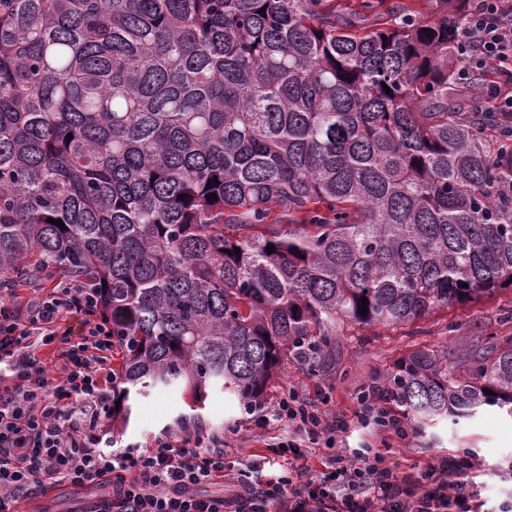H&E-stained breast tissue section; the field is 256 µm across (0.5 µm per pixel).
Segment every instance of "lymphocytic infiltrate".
Masks as SVG:
<instances>
[{
    "instance_id": "lymphocytic-infiltrate-1",
    "label": "lymphocytic infiltrate",
    "mask_w": 512,
    "mask_h": 512,
    "mask_svg": "<svg viewBox=\"0 0 512 512\" xmlns=\"http://www.w3.org/2000/svg\"><path fill=\"white\" fill-rule=\"evenodd\" d=\"M464 20L461 84L512 112V0H465ZM72 315L83 318L79 339L49 368L35 351ZM113 346L94 288L61 279L24 307L0 295V512L59 486L96 491L91 508L75 512H490L472 453L400 470L380 453L338 447L347 423L292 392L246 416L259 430L282 421L292 429L269 445L285 462L274 474L259 460L230 459L232 437L189 421L152 447L123 444L110 426ZM358 403L362 426L408 438L405 415L380 386ZM206 483L223 484V495L199 494Z\"/></svg>"
}]
</instances>
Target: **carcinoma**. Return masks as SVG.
Listing matches in <instances>:
<instances>
[{"instance_id":"obj_1","label":"carcinoma","mask_w":512,"mask_h":512,"mask_svg":"<svg viewBox=\"0 0 512 512\" xmlns=\"http://www.w3.org/2000/svg\"><path fill=\"white\" fill-rule=\"evenodd\" d=\"M424 2L358 30L385 0H0V288L98 290L112 420L156 387L244 411L346 324L512 291V124L448 103L464 0ZM381 386L421 423L512 417V334Z\"/></svg>"}]
</instances>
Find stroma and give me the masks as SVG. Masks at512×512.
<instances>
[{
    "mask_svg": "<svg viewBox=\"0 0 512 512\" xmlns=\"http://www.w3.org/2000/svg\"><path fill=\"white\" fill-rule=\"evenodd\" d=\"M510 307L512 293L508 291L488 301L457 305L447 313L422 320L420 332L412 337L392 330L375 336L367 329L344 328L336 338V356L326 372L312 374L299 365H289L274 390L279 393L292 389L299 396L312 400L328 395L330 412L349 424L343 436L345 445L382 450V433L362 428L358 421L356 397L359 391L392 373L397 361L416 348L444 346L450 359L457 361L487 336L512 333V321L504 319V311ZM185 411L180 388L154 389L139 399L129 423L116 427L115 432L124 441L148 448L161 433L177 431ZM200 419L202 426L211 430L238 428L237 456L265 450L262 437L243 429L239 409L222 392H209ZM463 450L473 452L486 469L488 485H497L496 468L512 463V417L499 409L487 408L475 418L457 425L443 421L425 428L413 421L409 424L408 439L391 448L390 453L405 470Z\"/></svg>",
    "mask_w": 512,
    "mask_h": 512,
    "instance_id": "35a3bbf8",
    "label": "stroma"
}]
</instances>
